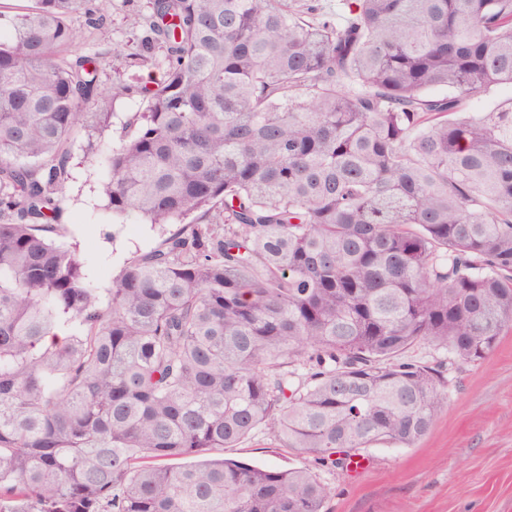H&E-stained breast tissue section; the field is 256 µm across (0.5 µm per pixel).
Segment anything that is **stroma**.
<instances>
[{"label":"stroma","mask_w":512,"mask_h":512,"mask_svg":"<svg viewBox=\"0 0 512 512\" xmlns=\"http://www.w3.org/2000/svg\"><path fill=\"white\" fill-rule=\"evenodd\" d=\"M147 10L148 0H107L96 23L74 18L78 38L72 55L104 54L107 86L118 73L127 79L161 77V70L127 58L130 44L142 36L129 19ZM70 170L60 227L51 238L76 249L104 296L123 264L157 246L173 227L145 224L133 214L112 219L100 194L106 171L85 160L81 147L72 151ZM403 358L447 368L448 405L414 447L374 445L365 453L364 469L346 472L318 466L311 456L289 452L273 436L259 433L224 449V457L314 470L330 489L329 512H512V330L477 361L455 359L429 344L415 346Z\"/></svg>","instance_id":"stroma-1"}]
</instances>
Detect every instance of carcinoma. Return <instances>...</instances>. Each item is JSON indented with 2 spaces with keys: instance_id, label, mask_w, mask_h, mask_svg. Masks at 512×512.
I'll return each instance as SVG.
<instances>
[{
  "instance_id": "cac0c4a2",
  "label": "carcinoma",
  "mask_w": 512,
  "mask_h": 512,
  "mask_svg": "<svg viewBox=\"0 0 512 512\" xmlns=\"http://www.w3.org/2000/svg\"><path fill=\"white\" fill-rule=\"evenodd\" d=\"M101 6L0 12V512H327L308 469L209 454L411 448L448 387L399 356L512 328V97L462 108L512 88V0H149L131 56L162 79L110 94L103 57L65 56ZM110 95L147 106L106 208L181 228L105 304L50 234ZM510 95V88L501 87L489 93L475 95L464 100V108L470 112H484L490 109L496 101L498 102Z\"/></svg>"
}]
</instances>
